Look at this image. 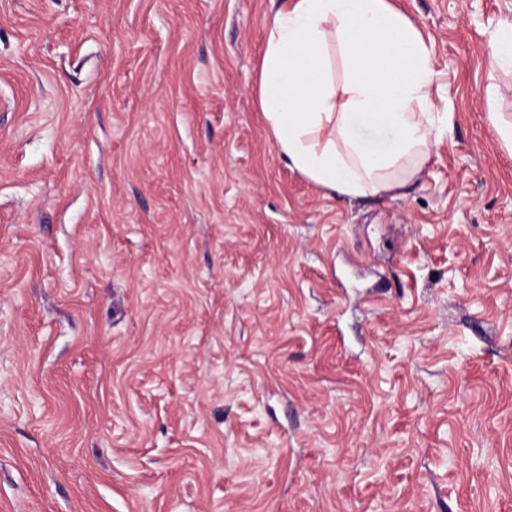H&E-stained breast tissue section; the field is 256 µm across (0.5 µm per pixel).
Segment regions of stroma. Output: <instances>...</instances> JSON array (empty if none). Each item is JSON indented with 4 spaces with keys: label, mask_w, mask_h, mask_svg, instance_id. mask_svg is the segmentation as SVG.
Returning a JSON list of instances; mask_svg holds the SVG:
<instances>
[{
    "label": "stroma",
    "mask_w": 512,
    "mask_h": 512,
    "mask_svg": "<svg viewBox=\"0 0 512 512\" xmlns=\"http://www.w3.org/2000/svg\"><path fill=\"white\" fill-rule=\"evenodd\" d=\"M451 129L328 192L282 0H0V512H512V0H391ZM488 62L492 69L512 72V26L502 28L493 36Z\"/></svg>",
    "instance_id": "obj_1"
}]
</instances>
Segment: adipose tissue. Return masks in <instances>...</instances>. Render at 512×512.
<instances>
[{
  "instance_id": "obj_1",
  "label": "adipose tissue",
  "mask_w": 512,
  "mask_h": 512,
  "mask_svg": "<svg viewBox=\"0 0 512 512\" xmlns=\"http://www.w3.org/2000/svg\"><path fill=\"white\" fill-rule=\"evenodd\" d=\"M259 106L290 166L352 197L399 188L449 129L431 50L389 0H286L267 23ZM346 66L335 73L332 55Z\"/></svg>"
}]
</instances>
